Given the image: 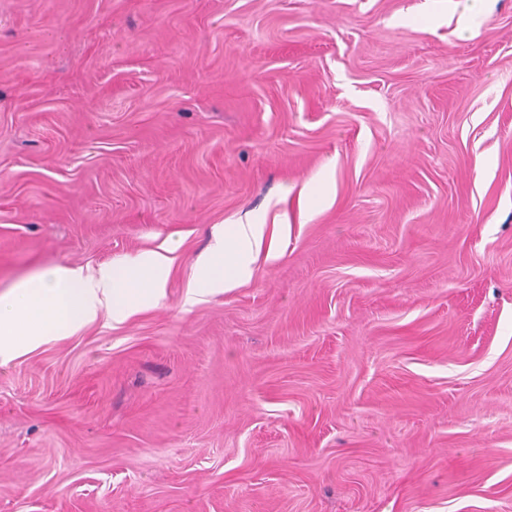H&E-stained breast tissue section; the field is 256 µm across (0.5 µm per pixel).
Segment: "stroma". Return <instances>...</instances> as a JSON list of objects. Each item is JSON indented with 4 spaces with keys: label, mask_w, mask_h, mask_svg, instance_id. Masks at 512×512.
I'll list each match as a JSON object with an SVG mask.
<instances>
[{
    "label": "stroma",
    "mask_w": 512,
    "mask_h": 512,
    "mask_svg": "<svg viewBox=\"0 0 512 512\" xmlns=\"http://www.w3.org/2000/svg\"><path fill=\"white\" fill-rule=\"evenodd\" d=\"M171 240L0 366V512H512V0H0V293ZM266 249V258H275L271 243L266 247V225L227 224L218 245L201 265V278L216 292H227L249 281L253 264Z\"/></svg>",
    "instance_id": "stroma-1"
}]
</instances>
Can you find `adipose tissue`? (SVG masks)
Segmentation results:
<instances>
[{"label": "adipose tissue", "mask_w": 512, "mask_h": 512, "mask_svg": "<svg viewBox=\"0 0 512 512\" xmlns=\"http://www.w3.org/2000/svg\"><path fill=\"white\" fill-rule=\"evenodd\" d=\"M172 241L162 251L141 254L130 264H105L92 273L54 265L0 294V366L53 336H67L93 323L101 311L113 322L159 303L171 271ZM266 248L262 224H228L201 265L210 290L227 292L249 281Z\"/></svg>", "instance_id": "adipose-tissue-1"}]
</instances>
